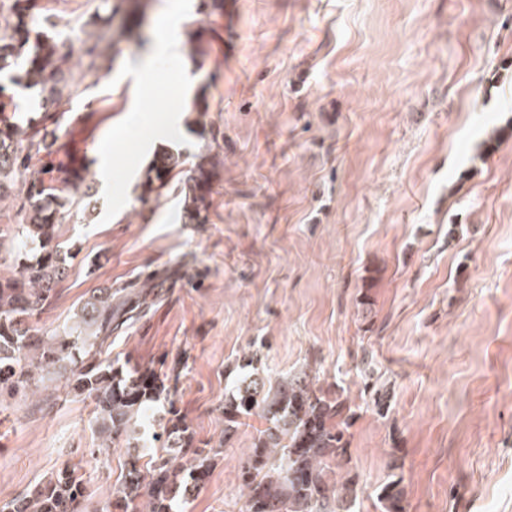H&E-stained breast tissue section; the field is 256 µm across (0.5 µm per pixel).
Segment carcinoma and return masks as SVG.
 <instances>
[{
	"instance_id": "carcinoma-1",
	"label": "carcinoma",
	"mask_w": 512,
	"mask_h": 512,
	"mask_svg": "<svg viewBox=\"0 0 512 512\" xmlns=\"http://www.w3.org/2000/svg\"><path fill=\"white\" fill-rule=\"evenodd\" d=\"M86 25L95 28L81 41L79 75H74L73 50L48 28L41 0H8L0 7V202L16 205L13 223L19 238L13 272L0 275V391L34 395L63 387L94 404L98 445L92 452L125 449L123 477L105 512H174L178 499L201 487L209 474L214 450L195 439L176 407L172 391L178 364L160 367L119 362L106 352L112 331L143 306L127 295L112 302V289L101 288L85 300L67 330L59 334L38 329L31 318L49 302L67 276L71 258L60 241L58 226L72 212L88 219L97 205V188L86 168L72 156L57 163L43 159L56 153L60 122L48 108L62 97L77 99L96 84L101 62L117 38L131 32L114 28L124 4L135 12L141 0H103ZM38 92L42 109L22 127L15 121L18 100L5 83ZM211 145L193 157L182 188L186 224L206 220L211 179L216 167ZM187 157L165 150L156 154L140 184L141 197L160 195L183 172ZM38 251L31 256L28 248ZM224 394V433L236 431L244 418L261 421L251 456L242 466V512H351L357 483L331 481L329 471L346 452L350 406L335 391L314 387L302 369L272 382L253 361ZM165 414L155 420L151 438L155 452L142 445L137 421L159 403ZM402 478L393 475L380 492L385 512H402ZM83 474L66 465L32 490L0 507V512H88Z\"/></svg>"
}]
</instances>
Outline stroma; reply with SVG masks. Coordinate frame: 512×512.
<instances>
[{
	"mask_svg": "<svg viewBox=\"0 0 512 512\" xmlns=\"http://www.w3.org/2000/svg\"><path fill=\"white\" fill-rule=\"evenodd\" d=\"M44 4L72 39L99 0ZM146 15L87 95L53 107L61 152L94 178L109 158L112 187L63 224L69 272L35 322L64 331L93 292L156 274L111 352L185 361L177 406L223 445L176 512H240L260 422L225 437L223 404L250 357L347 399L353 512H384L394 464L404 512H512V0H150ZM165 117L176 135L141 137ZM203 128L218 164L206 223L185 224L177 187L144 199L138 183L157 153L202 150ZM93 416L62 389L44 406L1 395L0 504L70 464L101 512L124 451L91 458Z\"/></svg>",
	"mask_w": 512,
	"mask_h": 512,
	"instance_id": "1",
	"label": "stroma"
}]
</instances>
